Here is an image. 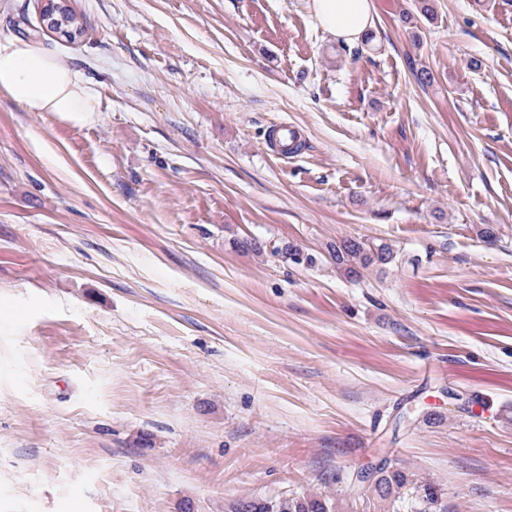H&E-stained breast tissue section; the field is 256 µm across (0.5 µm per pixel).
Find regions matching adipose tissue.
Here are the masks:
<instances>
[{
	"instance_id": "ef3b65f1",
	"label": "adipose tissue",
	"mask_w": 512,
	"mask_h": 512,
	"mask_svg": "<svg viewBox=\"0 0 512 512\" xmlns=\"http://www.w3.org/2000/svg\"><path fill=\"white\" fill-rule=\"evenodd\" d=\"M314 14L332 36L360 40L373 22L371 0H312ZM0 95L28 112H55L79 121L98 109V91L67 58L47 54L34 41H0Z\"/></svg>"
}]
</instances>
